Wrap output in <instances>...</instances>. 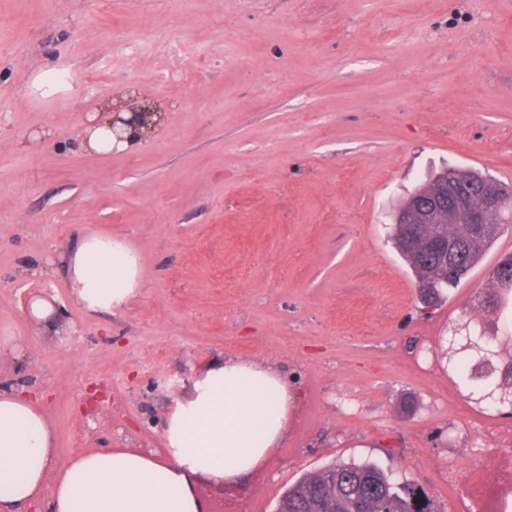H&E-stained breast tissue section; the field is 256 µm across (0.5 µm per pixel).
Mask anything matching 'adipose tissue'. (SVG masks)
Here are the masks:
<instances>
[{"mask_svg":"<svg viewBox=\"0 0 512 512\" xmlns=\"http://www.w3.org/2000/svg\"><path fill=\"white\" fill-rule=\"evenodd\" d=\"M59 266L73 302L90 313L123 307L141 284L138 253L105 234L73 239ZM291 405L273 365L227 358L209 363L170 406L165 456L117 448L63 463L42 409L0 385V512H26L47 489L51 512H202L197 481L228 483L257 467L287 431Z\"/></svg>","mask_w":512,"mask_h":512,"instance_id":"adipose-tissue-1","label":"adipose tissue"}]
</instances>
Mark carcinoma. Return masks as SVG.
<instances>
[{
	"instance_id": "1",
	"label": "carcinoma",
	"mask_w": 512,
	"mask_h": 512,
	"mask_svg": "<svg viewBox=\"0 0 512 512\" xmlns=\"http://www.w3.org/2000/svg\"><path fill=\"white\" fill-rule=\"evenodd\" d=\"M461 186L471 185L487 175L471 168H448ZM444 172V173H446ZM440 172L419 186L395 211L400 214L414 205L421 195L433 193L441 183ZM506 204L501 220L478 229L468 223L467 217H457L455 223L441 228L462 245V254L448 260V265L437 262L424 251L419 237L400 224H391L390 239L394 249L409 267L416 283L427 288L419 291L423 303L432 305L449 288H457L479 265L484 253L512 225L506 215L512 212V187L497 184ZM490 287L481 289L471 303L472 311L464 316L472 319L474 337H482L488 349L496 353L491 363L477 365V355L470 351L452 352L451 361L469 398L488 407L498 402L488 394L503 383L512 381V253L500 256L488 274ZM277 512H437L434 501L414 484L400 482L375 464L339 463L304 476L282 496Z\"/></svg>"
}]
</instances>
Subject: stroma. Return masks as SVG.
<instances>
[{
  "instance_id": "1",
  "label": "stroma",
  "mask_w": 512,
  "mask_h": 512,
  "mask_svg": "<svg viewBox=\"0 0 512 512\" xmlns=\"http://www.w3.org/2000/svg\"><path fill=\"white\" fill-rule=\"evenodd\" d=\"M49 70L72 84L45 91ZM116 100L164 121L135 153L86 150L84 114ZM447 166L512 185L505 0H0V337L20 346L0 383L41 406L60 461L161 455L174 379L264 359L295 417L262 466L198 483L205 512H275L303 474L352 461L458 512L449 470L492 467L512 408L464 397L450 329L512 232L421 308L387 226ZM93 232L141 260L110 313L75 306L51 263ZM45 288L54 333L27 313Z\"/></svg>"
}]
</instances>
